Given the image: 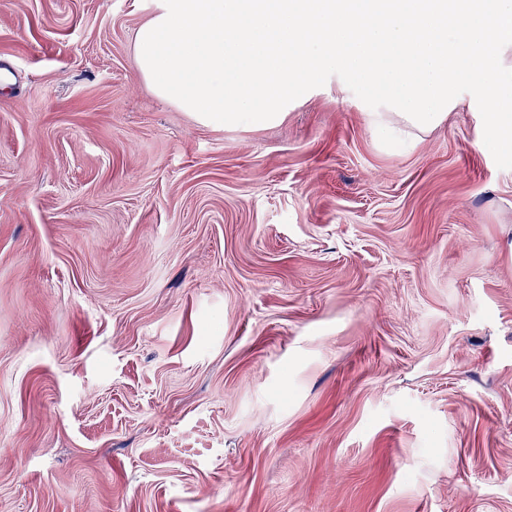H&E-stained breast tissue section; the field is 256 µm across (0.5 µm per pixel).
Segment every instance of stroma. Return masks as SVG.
Instances as JSON below:
<instances>
[{
    "label": "stroma",
    "mask_w": 512,
    "mask_h": 512,
    "mask_svg": "<svg viewBox=\"0 0 512 512\" xmlns=\"http://www.w3.org/2000/svg\"><path fill=\"white\" fill-rule=\"evenodd\" d=\"M149 0H0V512H512V169L335 87L227 130Z\"/></svg>",
    "instance_id": "1"
}]
</instances>
